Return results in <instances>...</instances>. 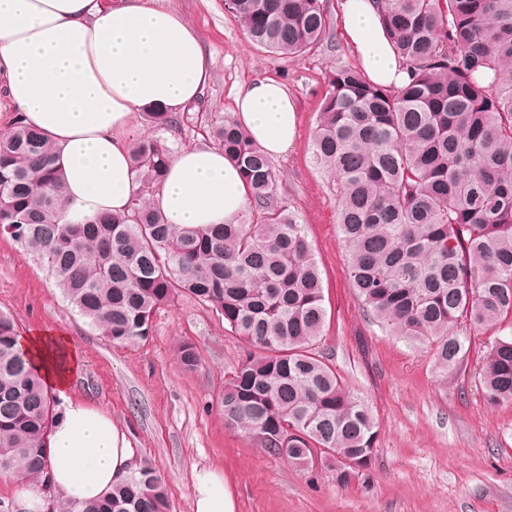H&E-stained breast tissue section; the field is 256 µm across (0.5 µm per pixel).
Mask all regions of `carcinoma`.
Returning a JSON list of instances; mask_svg holds the SVG:
<instances>
[{"instance_id": "carcinoma-1", "label": "carcinoma", "mask_w": 512, "mask_h": 512, "mask_svg": "<svg viewBox=\"0 0 512 512\" xmlns=\"http://www.w3.org/2000/svg\"><path fill=\"white\" fill-rule=\"evenodd\" d=\"M410 73L402 88L342 65L329 74L312 159L329 178L349 275L368 319L441 372L461 366L468 336L512 320V0H372ZM254 45L300 57L335 42L327 0H224ZM155 128H197L239 167L251 201L238 224L176 228L150 196L172 150L131 146L141 183L124 214L61 224L54 148L31 127L0 134V236L30 254L102 338L144 344L153 317L187 296L246 346L224 379L226 425L266 454L324 466L348 485L371 466L378 430L317 350L327 325L322 279L304 225L279 192L276 163L229 114L144 113ZM0 313V455L51 491L45 447L55 400ZM187 372L199 366L183 341ZM491 408L512 405V333L494 341L480 379ZM147 461L81 512H168Z\"/></svg>"}]
</instances>
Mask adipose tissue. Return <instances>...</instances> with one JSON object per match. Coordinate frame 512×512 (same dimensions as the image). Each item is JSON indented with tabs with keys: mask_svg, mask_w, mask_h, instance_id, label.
Masks as SVG:
<instances>
[{
	"mask_svg": "<svg viewBox=\"0 0 512 512\" xmlns=\"http://www.w3.org/2000/svg\"><path fill=\"white\" fill-rule=\"evenodd\" d=\"M343 29L369 79L397 89L408 80L371 0H343ZM210 78L198 33L152 0H0V92L11 120L40 129L62 174L61 221L77 224L126 211L138 189L124 138L137 114L160 106L182 112ZM234 118L270 156L288 155L299 117L279 80L251 81L235 99ZM178 227L233 224L250 203L234 162L209 146L173 156L153 196ZM24 349L60 405L47 441L51 494L79 508L108 494L139 463L126 431L108 412L72 396L81 354L53 330L25 336ZM216 469L197 471L193 512H233Z\"/></svg>",
	"mask_w": 512,
	"mask_h": 512,
	"instance_id": "ef3b65f1",
	"label": "adipose tissue"
}]
</instances>
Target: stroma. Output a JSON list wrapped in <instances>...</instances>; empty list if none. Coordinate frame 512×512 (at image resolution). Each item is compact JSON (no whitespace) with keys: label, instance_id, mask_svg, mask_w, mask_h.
I'll return each mask as SVG.
<instances>
[{"label":"stroma","instance_id":"35a3bbf8","mask_svg":"<svg viewBox=\"0 0 512 512\" xmlns=\"http://www.w3.org/2000/svg\"><path fill=\"white\" fill-rule=\"evenodd\" d=\"M201 36L211 79L197 108L230 113L239 91L258 77L284 82L300 129L280 161L281 194L304 224L331 316L321 350L347 387L368 403L378 426L372 466L346 486L266 455L224 423V376L245 350L222 322L189 298L153 319L143 345L115 346L64 303L45 272L15 242L0 237V311L22 334L56 330L71 337L82 365L73 396L108 411L167 484L169 512H192L195 469L216 468L235 512H512V406L488 408L481 369L499 329L472 335L460 369L439 373L428 350H414L372 324L349 280L336 205L310 148L328 75L357 58L344 35L336 48L287 58L255 46L224 11V0H164ZM191 341L194 372L176 346Z\"/></svg>","mask_w":512,"mask_h":512}]
</instances>
